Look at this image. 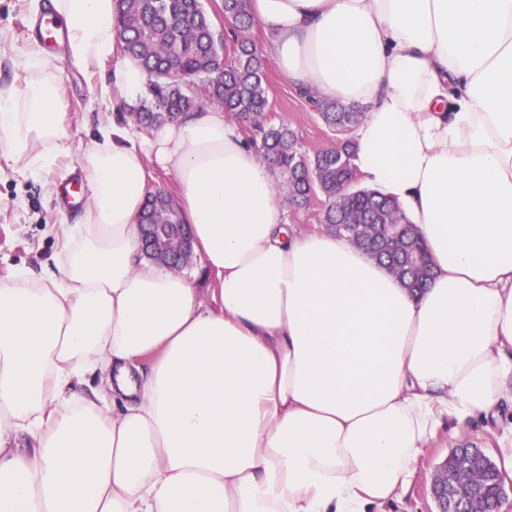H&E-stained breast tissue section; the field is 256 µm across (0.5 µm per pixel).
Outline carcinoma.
Instances as JSON below:
<instances>
[{
	"mask_svg": "<svg viewBox=\"0 0 512 512\" xmlns=\"http://www.w3.org/2000/svg\"><path fill=\"white\" fill-rule=\"evenodd\" d=\"M115 24L126 52L147 75L145 93L129 118L141 127L172 122L187 112L218 106L246 129L245 141L259 159L283 178L287 199L301 207L322 197L324 229L342 235L341 224L356 228L354 244L385 262L408 288L421 291L432 277L425 245L399 206L360 185L352 167V138L310 154L297 131L273 123L267 115L266 66L261 51L245 35L254 26L251 0H222L225 26L217 28L202 0H121ZM331 130L355 129L362 110L297 88ZM141 224L174 228L185 223L174 197L163 189L150 193L139 216ZM477 486L465 494L469 512H492L502 497V473L489 457L456 448L441 469L448 472V494L461 489L462 468Z\"/></svg>",
	"mask_w": 512,
	"mask_h": 512,
	"instance_id": "1",
	"label": "carcinoma"
}]
</instances>
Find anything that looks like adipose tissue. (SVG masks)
I'll list each match as a JSON object with an SVG mask.
<instances>
[{
    "mask_svg": "<svg viewBox=\"0 0 512 512\" xmlns=\"http://www.w3.org/2000/svg\"><path fill=\"white\" fill-rule=\"evenodd\" d=\"M119 3L52 0L66 59H112L101 94L128 111L147 76ZM251 9L292 86L364 110L354 170L415 224L433 277L413 294L346 238L289 224L221 108L100 122L56 269L0 284V512H382L440 433L512 412V0ZM18 64L31 78L0 90V140L36 175L67 135L49 63ZM160 170L209 300L141 254Z\"/></svg>",
    "mask_w": 512,
    "mask_h": 512,
    "instance_id": "ef3b65f1",
    "label": "adipose tissue"
}]
</instances>
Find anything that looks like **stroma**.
<instances>
[{
	"instance_id": "35a3bbf8",
	"label": "stroma",
	"mask_w": 512,
	"mask_h": 512,
	"mask_svg": "<svg viewBox=\"0 0 512 512\" xmlns=\"http://www.w3.org/2000/svg\"><path fill=\"white\" fill-rule=\"evenodd\" d=\"M28 0H0V89H23L25 74L16 65L19 55L37 46L28 32L34 18ZM60 84L62 110L70 153L33 177L20 173L19 167L0 145V283L9 281L17 267L55 268L59 261L58 242L64 225L74 223L78 207L63 208L51 194L52 185L62 181L83 180L80 157L91 148L95 126L102 113L111 111V102L99 96L102 75L111 72L104 62L95 72H87L68 62L62 52H44ZM268 114L276 123L295 129L307 151L314 152L336 143L340 135L329 129L311 106L300 99L288 80L267 65ZM512 429V417L478 421L456 432L442 434L419 460L409 493L386 505L384 512H436L431 495V478L459 445L468 443L482 448L489 456L499 454V441Z\"/></svg>"
}]
</instances>
